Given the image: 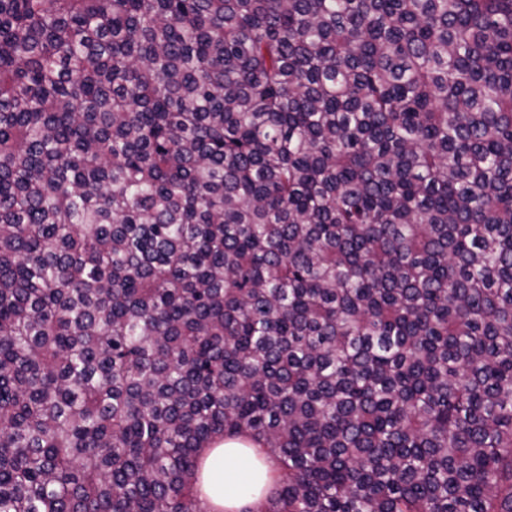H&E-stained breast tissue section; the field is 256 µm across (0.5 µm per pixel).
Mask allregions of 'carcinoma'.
Returning <instances> with one entry per match:
<instances>
[{
  "label": "carcinoma",
  "instance_id": "1",
  "mask_svg": "<svg viewBox=\"0 0 512 512\" xmlns=\"http://www.w3.org/2000/svg\"><path fill=\"white\" fill-rule=\"evenodd\" d=\"M512 512V0H0V512ZM250 448L253 446L228 441L210 451L207 461L212 467L209 485H205L204 489L207 497L203 498L208 507L211 502L224 506L228 510L226 512H241L264 500L252 480L254 454ZM239 449H246L250 456L239 452Z\"/></svg>",
  "mask_w": 512,
  "mask_h": 512
}]
</instances>
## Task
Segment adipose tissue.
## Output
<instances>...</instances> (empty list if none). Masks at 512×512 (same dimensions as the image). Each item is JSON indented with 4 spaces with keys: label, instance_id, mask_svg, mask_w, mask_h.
<instances>
[{
    "label": "adipose tissue",
    "instance_id": "ef3b65f1",
    "mask_svg": "<svg viewBox=\"0 0 512 512\" xmlns=\"http://www.w3.org/2000/svg\"><path fill=\"white\" fill-rule=\"evenodd\" d=\"M208 459L212 464L205 487L208 502L223 506L226 512H248L262 501L252 480V458L240 452L238 443L221 444L210 451Z\"/></svg>",
    "mask_w": 512,
    "mask_h": 512
}]
</instances>
